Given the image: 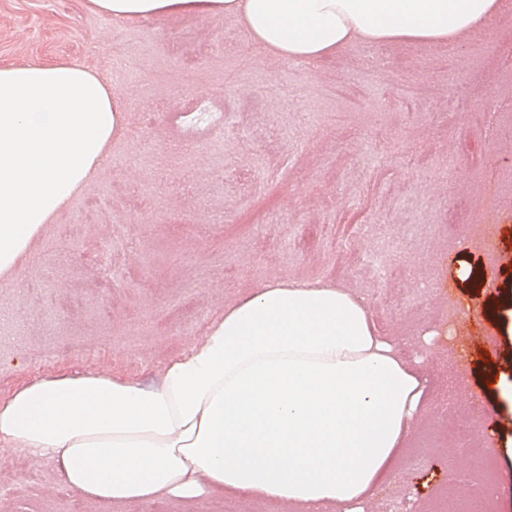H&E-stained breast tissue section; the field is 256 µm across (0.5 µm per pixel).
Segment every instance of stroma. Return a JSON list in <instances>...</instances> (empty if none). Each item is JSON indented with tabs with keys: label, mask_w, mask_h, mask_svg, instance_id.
Returning a JSON list of instances; mask_svg holds the SVG:
<instances>
[{
	"label": "stroma",
	"mask_w": 512,
	"mask_h": 512,
	"mask_svg": "<svg viewBox=\"0 0 512 512\" xmlns=\"http://www.w3.org/2000/svg\"><path fill=\"white\" fill-rule=\"evenodd\" d=\"M71 60L121 92L127 127L0 281V395L75 370L157 385L260 283L319 281L361 298L428 379L432 409L364 512H457L462 485L512 512V400L480 380L512 365V313L483 315L512 286V6L449 45L359 44L310 70L259 55L232 18L117 25L87 0H0L1 64ZM457 96L473 111H449ZM466 257L485 286L458 280ZM165 504L279 512L243 493ZM0 512L156 506L89 500L0 447Z\"/></svg>",
	"instance_id": "obj_1"
}]
</instances>
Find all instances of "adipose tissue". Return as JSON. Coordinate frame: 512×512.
I'll return each instance as SVG.
<instances>
[{
	"instance_id": "obj_1",
	"label": "adipose tissue",
	"mask_w": 512,
	"mask_h": 512,
	"mask_svg": "<svg viewBox=\"0 0 512 512\" xmlns=\"http://www.w3.org/2000/svg\"><path fill=\"white\" fill-rule=\"evenodd\" d=\"M116 22L183 14L241 23L260 53L317 68L361 44L445 45L502 0H89ZM127 126L120 92L77 62L0 64V277L94 177ZM426 378L379 336L360 298L262 283L166 363L161 382L96 371L0 396V447L52 459L106 504L245 492L290 512H364L419 416Z\"/></svg>"
}]
</instances>
